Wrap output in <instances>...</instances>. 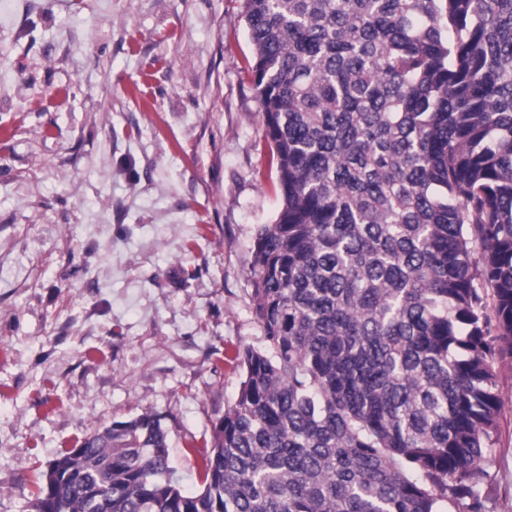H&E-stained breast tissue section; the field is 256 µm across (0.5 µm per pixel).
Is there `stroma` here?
Returning a JSON list of instances; mask_svg holds the SVG:
<instances>
[{
    "label": "stroma",
    "mask_w": 512,
    "mask_h": 512,
    "mask_svg": "<svg viewBox=\"0 0 512 512\" xmlns=\"http://www.w3.org/2000/svg\"><path fill=\"white\" fill-rule=\"evenodd\" d=\"M243 0H0V512L96 427L157 414L201 486L251 249L279 208ZM485 493L512 512V359Z\"/></svg>",
    "instance_id": "35a3bbf8"
}]
</instances>
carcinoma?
Segmentation results:
<instances>
[{"instance_id": "1", "label": "carcinoma", "mask_w": 512, "mask_h": 512, "mask_svg": "<svg viewBox=\"0 0 512 512\" xmlns=\"http://www.w3.org/2000/svg\"><path fill=\"white\" fill-rule=\"evenodd\" d=\"M280 206L194 494L143 413L48 512H489L512 356V0H245ZM493 311H488V302Z\"/></svg>"}]
</instances>
